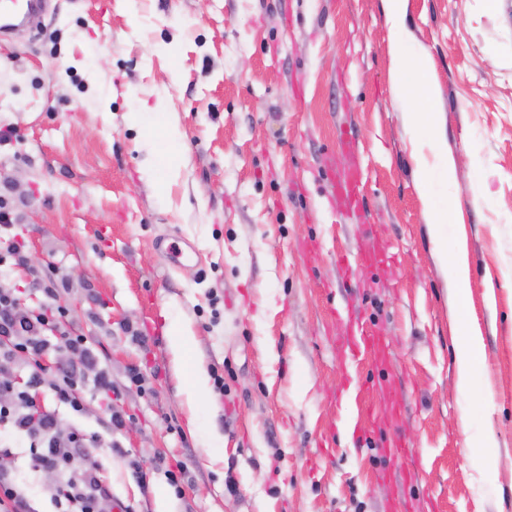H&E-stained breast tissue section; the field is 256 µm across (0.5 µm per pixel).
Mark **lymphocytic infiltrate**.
I'll use <instances>...</instances> for the list:
<instances>
[{"mask_svg": "<svg viewBox=\"0 0 512 512\" xmlns=\"http://www.w3.org/2000/svg\"><path fill=\"white\" fill-rule=\"evenodd\" d=\"M23 260L22 245L15 239L0 253V424L29 440L36 470L56 474L50 496L55 512H98L107 493L100 479L97 453L101 436L77 427L61 434L56 411L40 405L36 394L49 389L59 403L81 414L86 393L111 400L112 376L100 365L86 338L65 329L66 312L54 302L57 285L51 277L35 281L44 296L42 304L31 310L20 309L9 275L11 268ZM55 337L72 351L73 357L70 364L50 373L42 359ZM20 356L32 362L22 390L15 388L10 378Z\"/></svg>", "mask_w": 512, "mask_h": 512, "instance_id": "lymphocytic-infiltrate-1", "label": "lymphocytic infiltrate"}]
</instances>
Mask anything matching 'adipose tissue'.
Returning <instances> with one entry per match:
<instances>
[{"mask_svg": "<svg viewBox=\"0 0 512 512\" xmlns=\"http://www.w3.org/2000/svg\"><path fill=\"white\" fill-rule=\"evenodd\" d=\"M388 22L396 35L394 61L397 79L395 99L406 104L415 100L431 101L436 96L435 86L426 79L429 59L413 48L405 27L407 0H384ZM414 179L427 201L428 224L433 237H441L442 226L447 223L451 204L441 202L433 192L434 186L447 184L454 170V161L441 146L439 139H432L429 152H416L413 156Z\"/></svg>", "mask_w": 512, "mask_h": 512, "instance_id": "1", "label": "adipose tissue"}]
</instances>
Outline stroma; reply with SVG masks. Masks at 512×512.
I'll return each instance as SVG.
<instances>
[{"instance_id":"1","label":"stroma","mask_w":512,"mask_h":512,"mask_svg":"<svg viewBox=\"0 0 512 512\" xmlns=\"http://www.w3.org/2000/svg\"><path fill=\"white\" fill-rule=\"evenodd\" d=\"M406 25L434 101L394 99L384 0H51L0 39V196L28 259L11 282L33 309L32 270L55 274L66 328L112 373L80 416L39 395L65 432L125 413L119 453L99 450L106 512H512V0H408ZM434 134L456 159L440 243L412 175ZM356 164L348 211L334 182ZM345 310L384 353L352 361ZM463 312L482 341L465 391ZM175 316L196 337L182 362ZM488 437L482 471L469 446ZM397 439L414 459L389 455ZM6 462L49 512L27 448Z\"/></svg>"}]
</instances>
